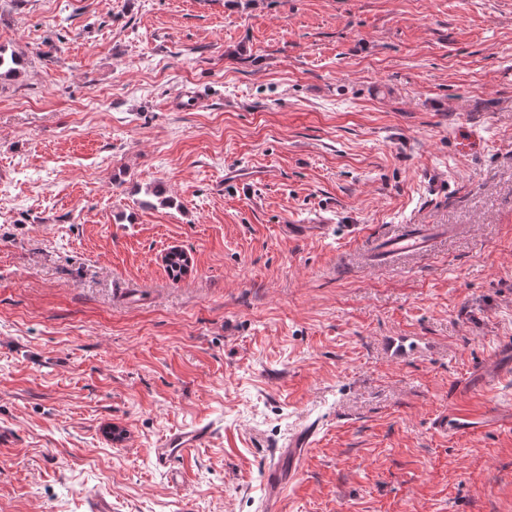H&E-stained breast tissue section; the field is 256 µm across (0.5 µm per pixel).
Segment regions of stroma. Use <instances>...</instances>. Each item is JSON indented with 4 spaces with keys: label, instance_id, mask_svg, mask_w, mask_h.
<instances>
[{
    "label": "stroma",
    "instance_id": "stroma-1",
    "mask_svg": "<svg viewBox=\"0 0 512 512\" xmlns=\"http://www.w3.org/2000/svg\"><path fill=\"white\" fill-rule=\"evenodd\" d=\"M0 45V512H260L310 423L282 512H512V378L434 428L512 341V0H0ZM430 240L426 230L415 229L404 235L394 236L385 240L381 250L389 254L419 253L426 250ZM476 417L458 409H448V415H443L436 421V428L441 432L460 433L470 429ZM215 428L213 425L197 424L190 428H182L168 435L159 448H153L152 454L157 468L168 471L172 463L186 456L192 449L207 444ZM316 433L317 425L312 424L291 433L281 445V449L278 450L279 454H274L266 465L264 469L266 493L263 498L264 507L262 510L267 512L281 511V504L288 491V486L298 477L307 450L312 446ZM286 452H288V459L290 458L292 464L288 477L282 464Z\"/></svg>",
    "mask_w": 512,
    "mask_h": 512
}]
</instances>
